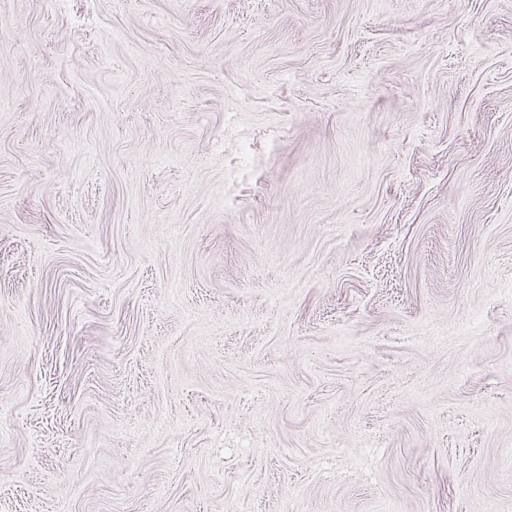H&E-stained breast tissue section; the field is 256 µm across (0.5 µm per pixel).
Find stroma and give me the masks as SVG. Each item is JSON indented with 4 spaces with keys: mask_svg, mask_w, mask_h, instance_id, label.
<instances>
[{
    "mask_svg": "<svg viewBox=\"0 0 512 512\" xmlns=\"http://www.w3.org/2000/svg\"><path fill=\"white\" fill-rule=\"evenodd\" d=\"M512 512V0H0V512Z\"/></svg>",
    "mask_w": 512,
    "mask_h": 512,
    "instance_id": "35a3bbf8",
    "label": "stroma"
}]
</instances>
